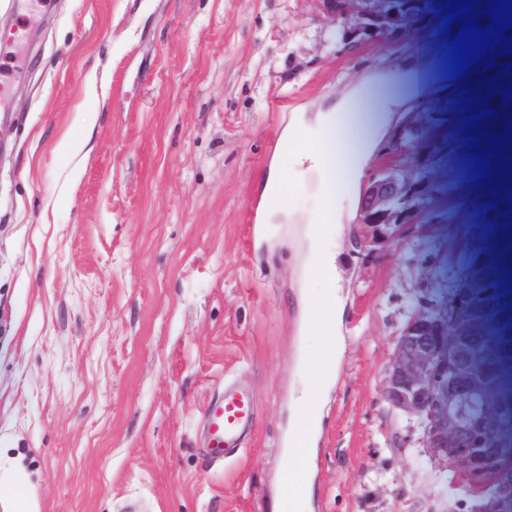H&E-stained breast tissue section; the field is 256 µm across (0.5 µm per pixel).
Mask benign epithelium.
<instances>
[{"mask_svg": "<svg viewBox=\"0 0 512 512\" xmlns=\"http://www.w3.org/2000/svg\"><path fill=\"white\" fill-rule=\"evenodd\" d=\"M319 17L339 24L346 51L389 39L384 18L377 15L384 0H314ZM413 187L408 171L385 165L364 188L359 204L365 247H384L417 222L415 210L401 202ZM471 312L470 297L448 307V314L428 309L414 312L402 330L387 369L385 398L390 406L417 418L428 454L451 467L479 498L477 512H512V462L500 448L503 406L490 396L475 409L474 376L469 370L470 331L460 320Z\"/></svg>", "mask_w": 512, "mask_h": 512, "instance_id": "obj_1", "label": "benign epithelium"}]
</instances>
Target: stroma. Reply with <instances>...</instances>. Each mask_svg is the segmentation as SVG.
I'll return each mask as SVG.
<instances>
[{"label": "stroma", "mask_w": 512, "mask_h": 512, "mask_svg": "<svg viewBox=\"0 0 512 512\" xmlns=\"http://www.w3.org/2000/svg\"><path fill=\"white\" fill-rule=\"evenodd\" d=\"M433 0L403 41L339 50L314 0H0L13 123L0 134V480L31 512H273L317 344L306 303L319 177L289 211L263 190L289 126L366 78L431 114L403 164L421 224L390 246L328 232L344 349L303 512H474L416 418L384 397L415 306L458 298L473 247L511 249L485 215L512 192V38L435 76L460 20ZM487 159L488 177L473 168ZM236 383L251 437L211 457L206 408Z\"/></svg>", "instance_id": "35a3bbf8"}]
</instances>
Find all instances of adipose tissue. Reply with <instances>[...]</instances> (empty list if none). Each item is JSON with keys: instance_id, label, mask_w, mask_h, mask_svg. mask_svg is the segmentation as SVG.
I'll list each match as a JSON object with an SVG mask.
<instances>
[{"instance_id": "1", "label": "adipose tissue", "mask_w": 512, "mask_h": 512, "mask_svg": "<svg viewBox=\"0 0 512 512\" xmlns=\"http://www.w3.org/2000/svg\"><path fill=\"white\" fill-rule=\"evenodd\" d=\"M349 95L354 99L374 102L375 107L367 114L362 129L350 149L347 166L337 174L335 180H321L320 191L327 204L309 221V242L313 254L311 269L325 282L326 288L312 299L308 319L320 322L326 337L333 340L338 337L337 327L333 323L321 321L319 314L321 308L336 307L340 304L336 290L335 266L332 260L324 255L325 228L343 220L342 211L335 208L333 201L343 196L355 195L363 170L396 103L392 84L388 81L380 84L358 83L350 89ZM342 107V102H335L331 108L318 111L313 120H298L289 130L288 140L296 144L298 158L310 161L314 168H323L328 137ZM337 367L338 364L334 361L323 370L307 362L302 365L306 380L297 398L298 420L291 433L296 445L288 450L290 466L301 465L311 457L310 449L320 426L324 399L334 383Z\"/></svg>"}]
</instances>
